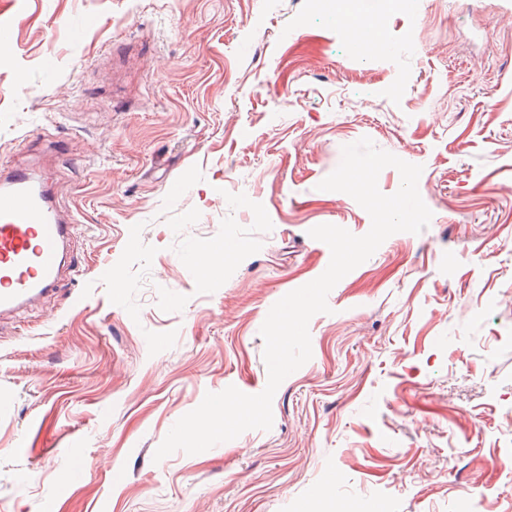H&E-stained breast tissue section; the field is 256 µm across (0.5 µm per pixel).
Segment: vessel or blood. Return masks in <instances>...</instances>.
Segmentation results:
<instances>
[{
	"instance_id": "obj_1",
	"label": "vessel or blood",
	"mask_w": 512,
	"mask_h": 512,
	"mask_svg": "<svg viewBox=\"0 0 512 512\" xmlns=\"http://www.w3.org/2000/svg\"><path fill=\"white\" fill-rule=\"evenodd\" d=\"M75 220L55 207L30 169L0 173V311L55 292Z\"/></svg>"
}]
</instances>
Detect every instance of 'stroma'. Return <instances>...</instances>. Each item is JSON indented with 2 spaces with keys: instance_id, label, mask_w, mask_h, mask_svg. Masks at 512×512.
<instances>
[{
  "instance_id": "35a3bbf8",
  "label": "stroma",
  "mask_w": 512,
  "mask_h": 512,
  "mask_svg": "<svg viewBox=\"0 0 512 512\" xmlns=\"http://www.w3.org/2000/svg\"><path fill=\"white\" fill-rule=\"evenodd\" d=\"M357 3L383 50L335 0H0V170L78 221L77 276L0 316V512H512V0ZM363 137L422 166L428 228L331 290L270 430L155 460L264 390L310 229L369 231L318 188Z\"/></svg>"
}]
</instances>
